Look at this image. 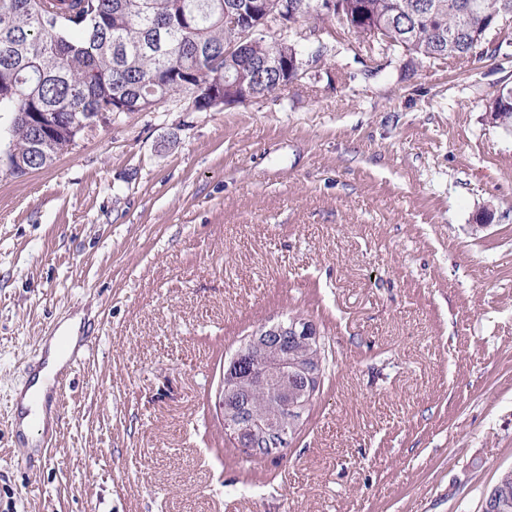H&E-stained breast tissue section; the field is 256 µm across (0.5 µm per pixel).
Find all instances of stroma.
I'll return each mask as SVG.
<instances>
[{
    "label": "stroma",
    "mask_w": 512,
    "mask_h": 512,
    "mask_svg": "<svg viewBox=\"0 0 512 512\" xmlns=\"http://www.w3.org/2000/svg\"><path fill=\"white\" fill-rule=\"evenodd\" d=\"M483 57L367 50L340 24L274 96L168 101L0 173V512H482L512 469V24ZM317 324L324 386L280 461L216 405L270 318ZM99 329L34 469L38 341ZM485 112L492 122L509 129L512 126V89H509L508 93L503 90L501 95L490 100L485 107Z\"/></svg>",
    "instance_id": "stroma-1"
}]
</instances>
